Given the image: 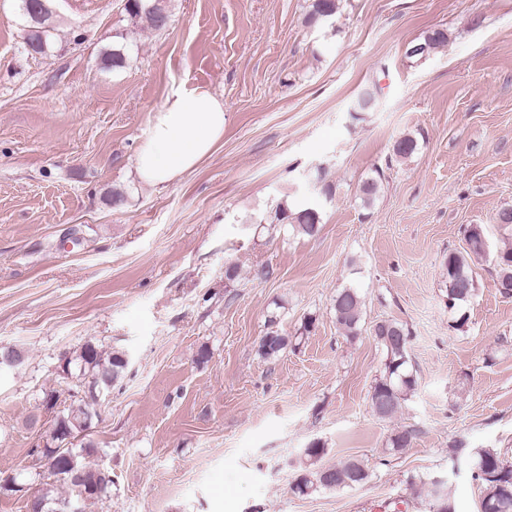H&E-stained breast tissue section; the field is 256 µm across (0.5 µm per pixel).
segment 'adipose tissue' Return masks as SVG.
I'll list each match as a JSON object with an SVG mask.
<instances>
[{
  "label": "adipose tissue",
  "instance_id": "obj_1",
  "mask_svg": "<svg viewBox=\"0 0 512 512\" xmlns=\"http://www.w3.org/2000/svg\"><path fill=\"white\" fill-rule=\"evenodd\" d=\"M224 136V102L207 91L177 92L153 113L135 159L139 179L163 186L193 170Z\"/></svg>",
  "mask_w": 512,
  "mask_h": 512
}]
</instances>
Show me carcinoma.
<instances>
[{"label": "carcinoma", "mask_w": 512, "mask_h": 512, "mask_svg": "<svg viewBox=\"0 0 512 512\" xmlns=\"http://www.w3.org/2000/svg\"><path fill=\"white\" fill-rule=\"evenodd\" d=\"M339 8V0H313L309 22L312 24L331 20ZM125 9L134 19L145 21L154 30L165 28L170 20L166 0H126ZM448 33L435 29L420 41L410 45L408 56L418 60L430 55L434 50L445 45ZM127 55L125 47H116L102 55L101 63L106 69H117L125 65ZM419 147L417 138L411 134L399 137L393 144V155L399 159H408ZM364 181L360 187V199L363 205L373 204L379 191L378 176ZM280 218L294 223L296 231L304 236H314L319 230V215L312 208H305L296 213L288 206L279 207ZM466 254L450 252L444 257L443 266L447 275L448 308L453 309L468 301L474 294L473 270L468 262L471 256L484 253L478 238L466 235ZM496 280L512 282V248L509 247L498 255ZM333 310L338 330L346 337L354 339L361 333L362 300L354 288H342L333 300ZM371 335L386 354L385 374L375 384L371 393V407L380 418H390L402 408L408 395L415 389L417 378L408 368V345L410 332L401 323L382 320L370 329ZM288 346V338L270 332L262 337L259 352L266 358H274ZM129 361L125 353L114 351L109 355L92 343L82 345L71 358L66 359L63 372L72 374L76 368L79 375L92 377V390L89 397L67 412L59 415L51 433L53 442H63L67 438L75 439L83 432V423L88 416L96 413V391H108L125 375ZM418 430L404 428L389 439L393 451L409 447L417 437ZM97 448L91 443L80 448H60L45 446L43 458L48 472L57 480L68 486L71 493H76L71 476L78 475L92 484L99 478L102 467L86 462V458L95 454ZM325 448L318 442L304 450L300 460L299 474L292 485L293 493L299 496L310 495L320 489L351 488L364 483L368 478L365 467L355 459H349L335 466L331 480H326L324 470L319 465ZM475 479L483 487L480 500V512H512V464L487 449H478L468 455ZM442 474L429 475L423 479L424 492L428 500L429 512H455V504L446 491L447 482L438 481ZM44 503L45 512H74L68 501H58L51 497V490L37 496Z\"/></svg>", "instance_id": "obj_1"}]
</instances>
